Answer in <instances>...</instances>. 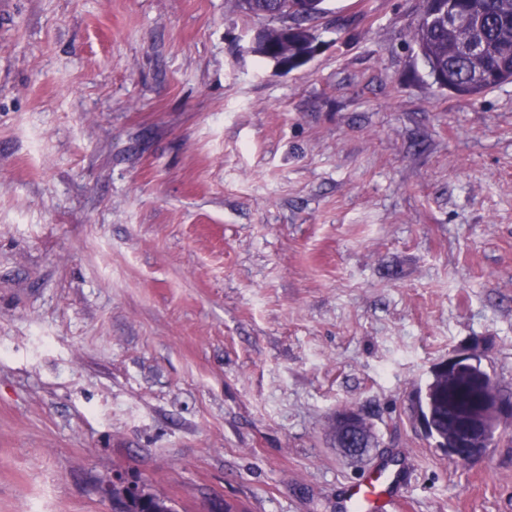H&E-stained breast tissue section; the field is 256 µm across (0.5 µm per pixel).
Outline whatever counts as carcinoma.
Here are the masks:
<instances>
[{"label":"carcinoma","instance_id":"obj_1","mask_svg":"<svg viewBox=\"0 0 512 512\" xmlns=\"http://www.w3.org/2000/svg\"><path fill=\"white\" fill-rule=\"evenodd\" d=\"M325 0H253L256 12L293 10L299 5L298 21L310 24L325 13ZM451 5L473 15L486 52L467 54L464 47L474 33L467 28H448L443 7ZM431 73L448 77V88L462 96H479L488 90L512 83V0H421V18L412 35ZM433 428L427 438L437 447L448 438V409L434 403Z\"/></svg>","mask_w":512,"mask_h":512}]
</instances>
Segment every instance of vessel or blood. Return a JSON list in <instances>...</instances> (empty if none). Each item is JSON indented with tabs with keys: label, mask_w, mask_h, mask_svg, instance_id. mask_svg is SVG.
Segmentation results:
<instances>
[{
	"label": "vessel or blood",
	"mask_w": 512,
	"mask_h": 512,
	"mask_svg": "<svg viewBox=\"0 0 512 512\" xmlns=\"http://www.w3.org/2000/svg\"><path fill=\"white\" fill-rule=\"evenodd\" d=\"M343 494L349 512H401L404 506L398 477L386 465L344 485Z\"/></svg>",
	"instance_id": "b4317fda"
}]
</instances>
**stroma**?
Wrapping results in <instances>:
<instances>
[{
	"label": "stroma",
	"mask_w": 512,
	"mask_h": 512,
	"mask_svg": "<svg viewBox=\"0 0 512 512\" xmlns=\"http://www.w3.org/2000/svg\"><path fill=\"white\" fill-rule=\"evenodd\" d=\"M282 72L238 0H0V512H512L414 413L477 355L512 399V84L440 87L418 0H326ZM378 443L336 446L337 410ZM343 494L349 512H398L403 510L396 473L388 466H378L344 485Z\"/></svg>",
	"instance_id": "obj_1"
}]
</instances>
